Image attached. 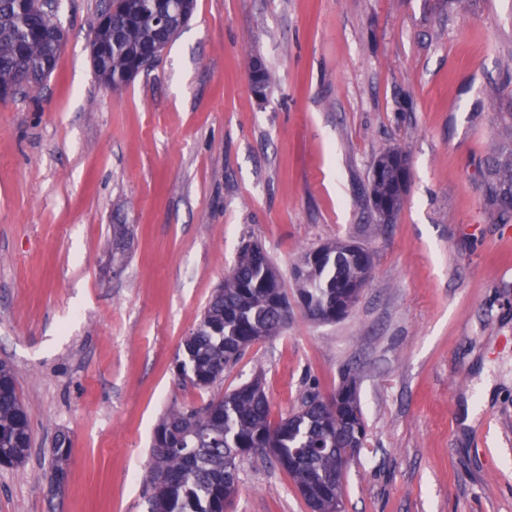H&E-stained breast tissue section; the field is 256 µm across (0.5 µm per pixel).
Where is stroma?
Wrapping results in <instances>:
<instances>
[{"label":"stroma","instance_id":"obj_1","mask_svg":"<svg viewBox=\"0 0 512 512\" xmlns=\"http://www.w3.org/2000/svg\"><path fill=\"white\" fill-rule=\"evenodd\" d=\"M59 3L55 71L0 99V361L32 432L25 462L0 466V512H147L166 414L257 379L276 423L346 376L366 437L343 512H512V217L481 178L512 141L497 117L512 0H197L118 90L91 59L99 0ZM255 56L272 76L263 99ZM394 147L410 180L381 224L371 169ZM337 240L373 261L345 316L314 321L294 302L210 388L179 378L244 243L293 296L300 255ZM238 475L227 512H310L266 456Z\"/></svg>","mask_w":512,"mask_h":512}]
</instances>
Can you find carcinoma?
<instances>
[{
	"label": "carcinoma",
	"mask_w": 512,
	"mask_h": 512,
	"mask_svg": "<svg viewBox=\"0 0 512 512\" xmlns=\"http://www.w3.org/2000/svg\"><path fill=\"white\" fill-rule=\"evenodd\" d=\"M196 0H119L116 7L102 2L109 15L100 33L105 54L94 63L98 77L112 87L143 57L169 44L194 13ZM167 25L152 24L155 12ZM61 22L51 0H0V88L32 89L55 70L63 44ZM251 70L252 82L263 89L271 76L262 59ZM400 149L382 153L373 166L371 199L402 208L407 190L397 159ZM489 204L505 218L512 215V145L489 161L482 172ZM275 274L262 247H243L236 263L207 304L200 323L176 356L180 375L198 388H208L234 366L247 347L280 333L288 320V296L271 288ZM371 275V258L362 247L327 243L304 252L294 267L297 291L307 314L316 321L346 313L356 303ZM345 381L332 408L309 409L316 394L308 392L299 411L274 424L267 396L260 386L243 384L200 408L166 415L154 431L149 470L148 512H224V500L237 493L236 460L261 442L272 460L305 495L316 512H341V483L336 481L343 455L365 433L355 391ZM31 445V427L20 400L12 368L0 362V463H22ZM58 484L67 471L68 439L60 436Z\"/></svg>",
	"instance_id": "carcinoma-1"
}]
</instances>
